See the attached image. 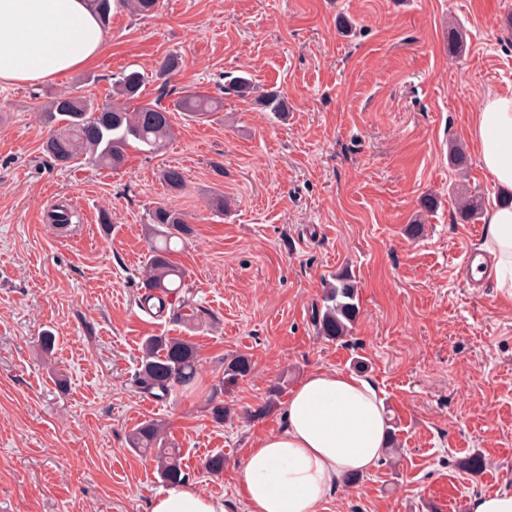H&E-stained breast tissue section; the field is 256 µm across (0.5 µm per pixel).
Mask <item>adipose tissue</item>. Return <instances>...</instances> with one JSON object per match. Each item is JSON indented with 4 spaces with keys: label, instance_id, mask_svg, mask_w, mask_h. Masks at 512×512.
Returning <instances> with one entry per match:
<instances>
[{
    "label": "adipose tissue",
    "instance_id": "obj_1",
    "mask_svg": "<svg viewBox=\"0 0 512 512\" xmlns=\"http://www.w3.org/2000/svg\"><path fill=\"white\" fill-rule=\"evenodd\" d=\"M104 39L87 0H0V83H36L95 59ZM481 164L505 204L488 208L482 250L494 287L512 301V95L487 94L470 127ZM383 399L351 371L314 372L291 393L284 425L249 448L245 512H316L346 478L372 469L389 446ZM150 512H226L223 499L179 482Z\"/></svg>",
    "mask_w": 512,
    "mask_h": 512
}]
</instances>
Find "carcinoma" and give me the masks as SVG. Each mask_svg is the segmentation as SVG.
<instances>
[{"label":"carcinoma","mask_w":512,"mask_h":512,"mask_svg":"<svg viewBox=\"0 0 512 512\" xmlns=\"http://www.w3.org/2000/svg\"><path fill=\"white\" fill-rule=\"evenodd\" d=\"M101 28L108 26L116 5L130 13L147 16L159 7V0H88ZM145 77L138 71H122L112 77V95L98 104L93 100L63 93L56 95L45 108L49 115L60 116L43 150L62 165L87 163L118 169L126 161V151L135 142L151 152L161 150L174 135L171 109L160 104L133 105L140 98ZM259 105L265 111L283 117L288 103L275 92L262 95ZM221 108V101L200 92L177 99L174 110L189 113L191 117L207 115ZM162 179L172 191L184 185L181 169L169 166L162 171ZM482 202L470 196L459 207V217L468 221L478 215ZM148 231L151 239L145 265V284L151 289L172 295L178 294L183 272L172 260L175 249L172 240H186L192 234L188 215L165 204L154 206L148 213ZM359 314L357 285L348 273H339L328 283L322 307L314 322L319 335L336 339L346 336ZM193 347L183 340L163 336L149 337L143 347V358L136 376L138 387L148 393L162 395L178 383L188 385L194 379ZM250 371L248 358L239 356L225 368L224 373L234 380ZM133 450L154 456L160 475L171 481L180 480L182 468L180 451L162 443V428L152 421L142 422L129 436Z\"/></svg>","instance_id":"1"}]
</instances>
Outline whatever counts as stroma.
Masks as SVG:
<instances>
[{
	"label": "stroma",
	"instance_id": "1",
	"mask_svg": "<svg viewBox=\"0 0 512 512\" xmlns=\"http://www.w3.org/2000/svg\"><path fill=\"white\" fill-rule=\"evenodd\" d=\"M508 17L512 0H159L146 19L115 7L93 64L0 85V512H149L167 484L127 444L145 420L180 448L183 481L241 512L248 449L316 370L373 380L401 450L317 512H469L512 488V302L468 287L464 252L484 224L456 208L470 191L499 198L468 131L488 93L512 95ZM169 54L182 67L157 79ZM125 69L147 77L143 101L190 90L224 107L173 112V140L129 148L121 169L56 165L41 148L45 106L66 90L102 102ZM233 76L280 94L287 117L224 94ZM452 146L466 171L449 164ZM169 166L180 192L161 178ZM62 200L76 213L64 232L48 219ZM160 203L195 229L173 256L192 320L144 302L147 212ZM345 270L360 311L331 340L313 315ZM150 336L197 353L194 384L157 403L135 383ZM238 356L251 369L231 382ZM472 457L480 469L465 468Z\"/></svg>",
	"mask_w": 512,
	"mask_h": 512
}]
</instances>
